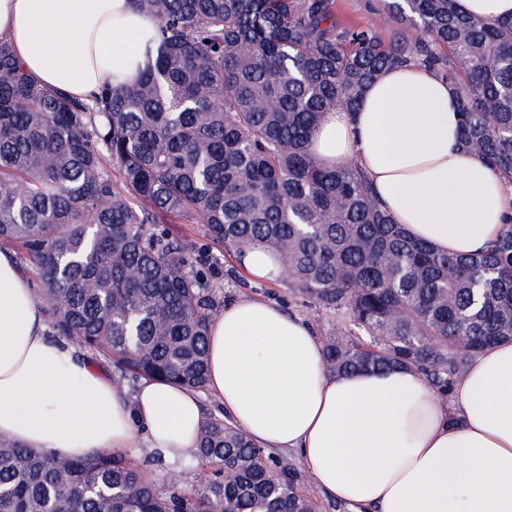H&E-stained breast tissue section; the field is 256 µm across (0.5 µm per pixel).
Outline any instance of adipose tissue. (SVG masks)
Returning a JSON list of instances; mask_svg holds the SVG:
<instances>
[{
    "label": "adipose tissue",
    "mask_w": 512,
    "mask_h": 512,
    "mask_svg": "<svg viewBox=\"0 0 512 512\" xmlns=\"http://www.w3.org/2000/svg\"><path fill=\"white\" fill-rule=\"evenodd\" d=\"M155 19L134 0H0V39L41 84L84 99L133 84ZM460 98L420 64L385 71L356 111L326 113L310 150L357 162L396 223L435 249L470 255L512 216V188L459 146ZM278 282V254L237 257ZM47 312L13 252L0 250V438L64 457L147 448L190 459L202 414L194 390L147 381L126 397L47 333ZM206 387L260 447L298 454L317 489L350 512H512V343L479 354L448 395L412 369L335 376L303 318L257 297L227 303L208 336Z\"/></svg>",
    "instance_id": "obj_1"
}]
</instances>
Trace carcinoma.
<instances>
[{
	"mask_svg": "<svg viewBox=\"0 0 512 512\" xmlns=\"http://www.w3.org/2000/svg\"><path fill=\"white\" fill-rule=\"evenodd\" d=\"M157 21L132 87L87 101L44 87L0 40V240L18 244L53 335L121 378L206 387L221 302L200 259L153 224L189 218L236 255L262 244L362 336L325 345L335 374L411 368L446 394L512 340V222L470 256L435 250L382 207L354 161L309 152L326 112L354 111L383 71L423 64L461 99L459 144L512 185V19L457 0H384L414 39L336 21L333 0H135ZM194 485L159 488L104 449L67 458L0 440V512H315L288 459L204 419Z\"/></svg>",
	"mask_w": 512,
	"mask_h": 512,
	"instance_id": "cac0c4a2",
	"label": "carcinoma"
}]
</instances>
